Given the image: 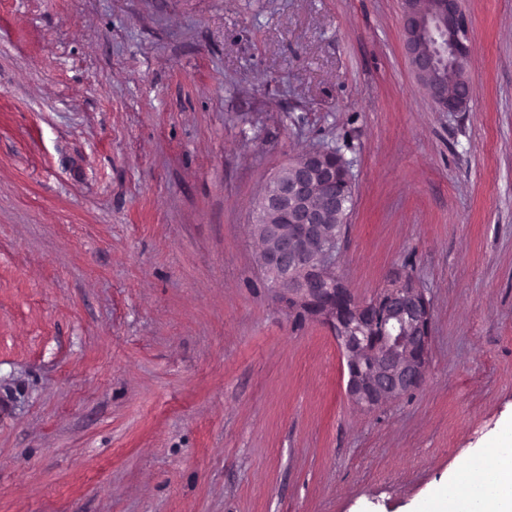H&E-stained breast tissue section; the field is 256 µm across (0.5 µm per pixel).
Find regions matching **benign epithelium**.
<instances>
[{"label":"benign epithelium","instance_id":"benign-epithelium-1","mask_svg":"<svg viewBox=\"0 0 512 512\" xmlns=\"http://www.w3.org/2000/svg\"><path fill=\"white\" fill-rule=\"evenodd\" d=\"M404 46L416 79L441 112H462L474 93L463 82L448 86L449 70L464 68L468 20L460 0H403ZM276 188L258 204L266 240L259 261L278 296L312 319L329 322L346 361L348 396L380 408L425 380L432 341V308L414 281L385 288L359 302L333 272L352 192L336 153L313 150L272 177Z\"/></svg>","mask_w":512,"mask_h":512}]
</instances>
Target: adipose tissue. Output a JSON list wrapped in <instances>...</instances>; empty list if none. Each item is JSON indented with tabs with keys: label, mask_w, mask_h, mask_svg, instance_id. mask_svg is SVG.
<instances>
[{
	"label": "adipose tissue",
	"mask_w": 512,
	"mask_h": 512,
	"mask_svg": "<svg viewBox=\"0 0 512 512\" xmlns=\"http://www.w3.org/2000/svg\"><path fill=\"white\" fill-rule=\"evenodd\" d=\"M450 512H512V468L490 456L458 472L448 483Z\"/></svg>",
	"instance_id": "obj_1"
}]
</instances>
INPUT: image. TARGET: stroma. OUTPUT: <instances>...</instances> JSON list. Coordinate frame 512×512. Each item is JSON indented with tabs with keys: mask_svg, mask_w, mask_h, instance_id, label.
Listing matches in <instances>:
<instances>
[{
	"mask_svg": "<svg viewBox=\"0 0 512 512\" xmlns=\"http://www.w3.org/2000/svg\"><path fill=\"white\" fill-rule=\"evenodd\" d=\"M462 7L441 112L402 0H0V512H420L512 445V0ZM316 148L353 179L336 274L431 302L377 410L258 263Z\"/></svg>",
	"mask_w": 512,
	"mask_h": 512,
	"instance_id": "obj_1",
	"label": "stroma"
}]
</instances>
